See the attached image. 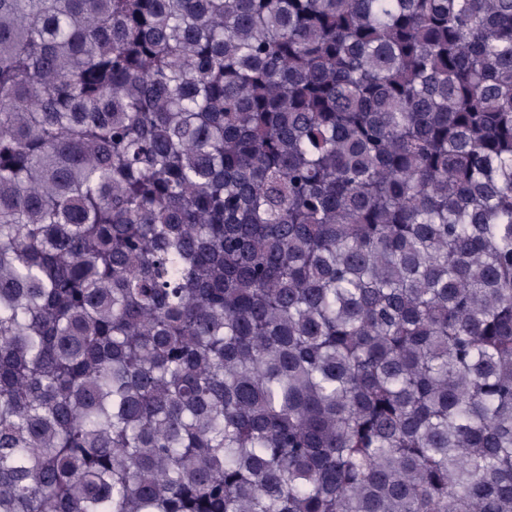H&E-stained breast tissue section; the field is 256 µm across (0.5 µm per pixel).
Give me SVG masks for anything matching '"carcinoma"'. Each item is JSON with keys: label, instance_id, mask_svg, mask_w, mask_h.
Returning a JSON list of instances; mask_svg holds the SVG:
<instances>
[{"label": "carcinoma", "instance_id": "carcinoma-1", "mask_svg": "<svg viewBox=\"0 0 512 512\" xmlns=\"http://www.w3.org/2000/svg\"><path fill=\"white\" fill-rule=\"evenodd\" d=\"M0 512H512V0H0Z\"/></svg>", "mask_w": 512, "mask_h": 512}]
</instances>
